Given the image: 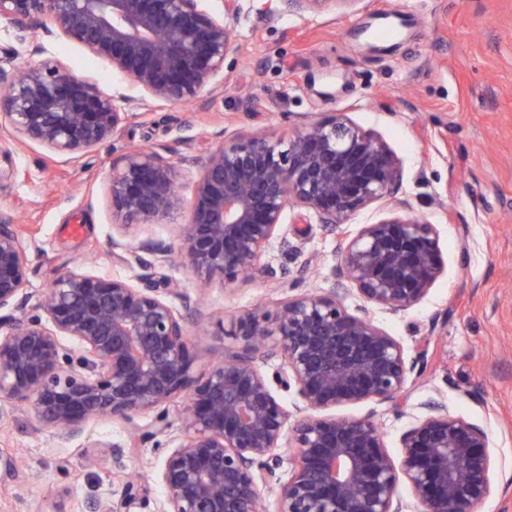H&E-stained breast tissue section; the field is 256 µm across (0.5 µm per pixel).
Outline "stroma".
<instances>
[{
  "instance_id": "obj_1",
  "label": "stroma",
  "mask_w": 512,
  "mask_h": 512,
  "mask_svg": "<svg viewBox=\"0 0 512 512\" xmlns=\"http://www.w3.org/2000/svg\"><path fill=\"white\" fill-rule=\"evenodd\" d=\"M235 40L223 76L191 106L151 104L129 116L123 132L67 161L0 131V214L13 216L29 248L28 314L63 272L79 270L136 282L139 271L113 259L108 177L132 149L163 148L189 193L203 160L225 133L246 127L284 140L300 125L344 114L379 135L403 163L395 202L436 225L444 276L402 313L376 310L377 323L406 350L426 346L432 367L408 384L397 403L336 408L339 416H371L390 452L434 398L453 414L483 424L494 444L495 479L477 512H512V0H352L321 12H283L279 0H240ZM380 12L406 18L399 40L369 47L359 31ZM0 50L23 67L62 62L74 74L120 95L119 76L82 45L64 39L18 41L0 23ZM252 94L256 107L243 96ZM186 212L135 226L129 242L170 248L160 274L176 288L177 309L199 302L207 324H189L193 373L232 349L234 321L257 303L329 288L336 235L302 209L285 216L290 247L272 241L263 260L286 269L276 283L254 277L233 287L187 271L180 260ZM80 221L72 236L67 224ZM310 268L304 278L295 271ZM183 398L164 407L170 428L152 435L155 411L131 419H95L64 438L42 423L32 404L0 401V456L18 460L19 477L0 472V512H83L96 490L120 493L125 472L158 470L185 430ZM131 443L125 472L109 462L87 467V449Z\"/></svg>"
}]
</instances>
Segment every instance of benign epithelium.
Instances as JSON below:
<instances>
[{"label": "benign epithelium", "instance_id": "obj_1", "mask_svg": "<svg viewBox=\"0 0 512 512\" xmlns=\"http://www.w3.org/2000/svg\"><path fill=\"white\" fill-rule=\"evenodd\" d=\"M281 0L287 12L320 11L331 2ZM205 0H0V22L28 34L65 37L128 79L137 96H111L89 79L48 62L0 66V130L77 159L118 136L129 111L153 100L199 101L236 52L239 0L223 11ZM399 158L380 137L343 114L305 124L288 141L248 130L224 138L201 162L190 199L157 147L138 148L112 166L108 195L123 229L156 224L186 209L181 255L194 275L226 286L262 275L261 263L296 206L325 228L346 224L391 194ZM116 260L140 270L137 283L68 270L25 312L28 246L13 219L0 215V400L32 403L45 424L79 435L95 418L128 419L182 394L185 431L162 463L164 512H262L260 492L277 491V512H476L491 488V437L480 424L436 400L400 437L394 457L370 416L340 417L339 406L397 402L408 383L427 376L425 348L410 355L379 327L374 310L419 304L444 273L436 225L397 211L336 242L332 285L274 309L237 318L236 351L192 374L188 325L157 271L168 249L144 240H112ZM355 296L351 309L346 301ZM73 343L64 351L62 339ZM282 360L280 387L296 390L303 408L290 416L260 368ZM294 451L280 471L281 447ZM150 475H130L121 494L87 499L85 512H137Z\"/></svg>", "mask_w": 512, "mask_h": 512}]
</instances>
